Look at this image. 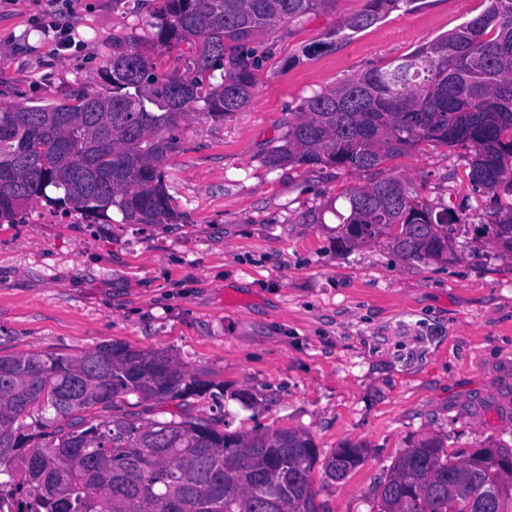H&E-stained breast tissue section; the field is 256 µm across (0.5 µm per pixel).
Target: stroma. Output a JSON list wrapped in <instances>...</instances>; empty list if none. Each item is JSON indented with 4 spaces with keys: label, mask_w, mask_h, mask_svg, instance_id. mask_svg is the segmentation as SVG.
Returning a JSON list of instances; mask_svg holds the SVG:
<instances>
[{
    "label": "stroma",
    "mask_w": 512,
    "mask_h": 512,
    "mask_svg": "<svg viewBox=\"0 0 512 512\" xmlns=\"http://www.w3.org/2000/svg\"><path fill=\"white\" fill-rule=\"evenodd\" d=\"M47 0H0V105L102 90L112 35L144 27L126 0H70L59 49ZM364 0L255 41L251 101L221 122L188 116L166 162L174 224H0V355L76 357L101 344L172 353L225 392L162 409L345 444L364 463L311 475L324 512H376L399 453L438 436L458 454L512 448V252L479 237L500 216L469 179L473 149L420 142L370 171L267 167L301 100L451 33L488 0H416L353 35H334ZM408 180L420 203L458 218L449 261L398 256L387 240L338 251L350 189ZM251 393L250 405L233 400Z\"/></svg>",
    "instance_id": "35a3bbf8"
}]
</instances>
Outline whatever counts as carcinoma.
Wrapping results in <instances>:
<instances>
[{
    "label": "carcinoma",
    "mask_w": 512,
    "mask_h": 512,
    "mask_svg": "<svg viewBox=\"0 0 512 512\" xmlns=\"http://www.w3.org/2000/svg\"><path fill=\"white\" fill-rule=\"evenodd\" d=\"M159 2L146 20L149 39L165 50L189 46L172 71L131 33L112 38L104 91L73 104L0 105V224L42 200L95 223H112L114 211L122 224L175 223L171 132L192 112L222 121L243 109L256 90L251 44L329 0ZM415 2L365 0L338 32H361ZM421 141L470 145L473 186L512 193V0H489L480 16L388 68L304 98L266 163L369 171ZM347 199L339 249L385 237L407 260L452 253V213L416 203L409 182L380 178ZM482 231L512 252V203ZM208 391L161 349L111 343L77 357L0 355V512H269L271 503L275 512H320L315 464L340 480L365 461L357 445L321 461L303 432L232 430L224 413L83 417L131 397L137 406L181 403ZM24 416L32 423L19 422ZM378 499V512H508L512 448L452 457L442 440L420 439L395 459Z\"/></svg>",
    "instance_id": "carcinoma-1"
}]
</instances>
